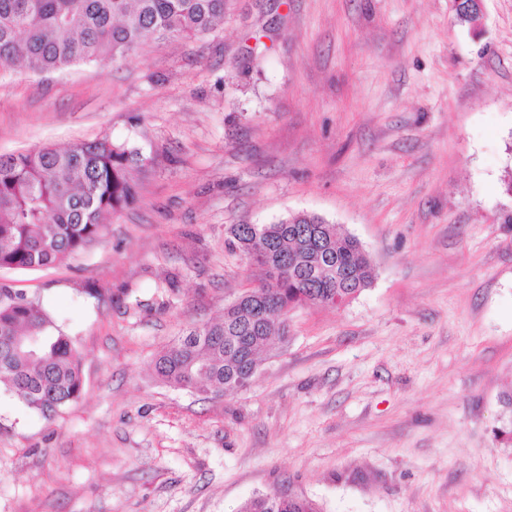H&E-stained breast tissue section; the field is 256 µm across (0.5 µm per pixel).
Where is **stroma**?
<instances>
[{
	"instance_id": "35a3bbf8",
	"label": "stroma",
	"mask_w": 512,
	"mask_h": 512,
	"mask_svg": "<svg viewBox=\"0 0 512 512\" xmlns=\"http://www.w3.org/2000/svg\"><path fill=\"white\" fill-rule=\"evenodd\" d=\"M109 137L138 201L0 286L70 337L53 420L0 388V512H512V0H226L196 39L0 71V155ZM315 213L372 285L290 311L251 386L201 399L154 361L257 285L234 224ZM88 288L102 300L85 296ZM275 492L249 499L241 512H321L320 506L306 497L296 496L288 501H278Z\"/></svg>"
}]
</instances>
